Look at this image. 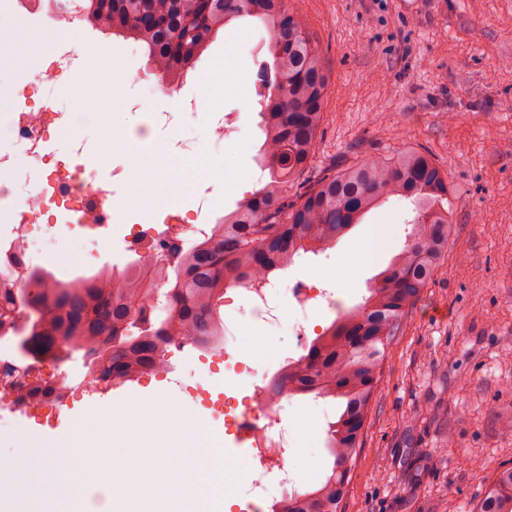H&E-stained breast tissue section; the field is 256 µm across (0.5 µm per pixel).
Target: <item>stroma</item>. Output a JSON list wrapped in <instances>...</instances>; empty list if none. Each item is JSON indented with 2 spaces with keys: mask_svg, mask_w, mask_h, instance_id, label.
I'll use <instances>...</instances> for the list:
<instances>
[{
  "mask_svg": "<svg viewBox=\"0 0 512 512\" xmlns=\"http://www.w3.org/2000/svg\"><path fill=\"white\" fill-rule=\"evenodd\" d=\"M287 2L289 10L305 16L330 73L315 153L289 196L304 193L324 172L413 148L430 153L450 186L448 254L389 350L342 512H473L495 474L512 464V429L505 426L512 421V0ZM77 28L80 37L95 42L109 73L127 77L113 91L117 104L131 95L151 112L172 109L177 99L199 101L216 70L233 69L236 79L225 85L219 107L234 114L236 136L209 149L247 175L225 181L220 212L234 210L260 188L254 80L269 59L262 26L237 20L218 33L173 99L143 79L150 64L138 42L82 21ZM205 118L183 110L155 137L109 147L100 125L74 117L69 135L93 156L98 176L127 168L129 156L137 154L151 160L158 177L137 196L134 219L116 216L102 235L85 236L76 224L33 229V260L65 256L53 274L68 282L133 262L129 241L137 231L181 235V225L168 223L169 210L160 199L165 179H179L177 198L188 205L193 189L205 186L206 173L188 166L169 143L201 138ZM412 209L410 201H388L323 253L296 256L276 276L271 300L282 311L279 322H258L248 298H236L235 323L222 346L231 362L246 366L236 377L238 396L250 393L254 373L268 371L279 354H301L287 313L289 288L303 281L334 292L335 308L314 305L307 312L311 326L325 328L337 311L363 302L375 275L403 248ZM371 227L379 228L388 247L374 262L352 264L351 246ZM215 357L210 349L172 347L163 371L105 393L85 386L80 359L66 362L70 389L59 407L0 413V459L19 456V425L51 435L69 430L76 418L96 423L113 403L140 405L168 392L204 436L219 434L232 443L223 417L203 404L224 392L223 373L209 371ZM335 418L336 405L328 399L294 397L286 406L289 431L305 421L311 425L299 442L302 463L293 473L294 488L323 476L327 424ZM258 464L249 450L223 455L206 477L190 470L177 476L188 512H206L215 501L230 512H256L240 486Z\"/></svg>",
  "mask_w": 512,
  "mask_h": 512,
  "instance_id": "stroma-1",
  "label": "stroma"
}]
</instances>
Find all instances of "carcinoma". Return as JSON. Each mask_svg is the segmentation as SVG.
I'll return each instance as SVG.
<instances>
[{"label":"carcinoma","mask_w":512,"mask_h":512,"mask_svg":"<svg viewBox=\"0 0 512 512\" xmlns=\"http://www.w3.org/2000/svg\"><path fill=\"white\" fill-rule=\"evenodd\" d=\"M85 18L148 49L150 65L183 73L195 68L217 33L251 17L268 34L274 75L261 74L259 129L265 175L261 188L206 237L186 248L162 246L152 276L133 265L110 277L98 272L61 282L26 270L22 287L0 275V327L19 335V350L62 364L82 355L100 389L153 372L165 361L160 342L188 337L207 346L224 336V289L260 286L300 253H319L391 197L410 200L416 215L402 250L375 277L364 302L338 314L306 354L270 390L339 401L328 424L330 465L315 486L294 491L269 512H340L367 417L390 347L434 270L448 254V177L418 149L356 163L318 177L298 200L288 186L309 167L325 117L329 73L306 19L285 0H83ZM68 382L36 375L15 385L14 402L34 407L60 396ZM475 512H512V466L487 486Z\"/></svg>","instance_id":"1"}]
</instances>
